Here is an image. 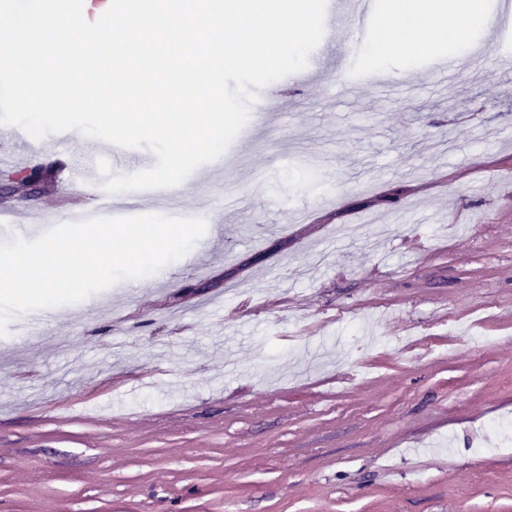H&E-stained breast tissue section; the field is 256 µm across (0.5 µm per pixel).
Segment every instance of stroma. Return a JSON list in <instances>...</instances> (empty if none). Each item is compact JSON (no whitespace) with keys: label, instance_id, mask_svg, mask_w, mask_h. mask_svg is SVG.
Here are the masks:
<instances>
[{"label":"stroma","instance_id":"35a3bbf8","mask_svg":"<svg viewBox=\"0 0 512 512\" xmlns=\"http://www.w3.org/2000/svg\"><path fill=\"white\" fill-rule=\"evenodd\" d=\"M345 30L270 84L261 130L177 190L206 234L168 279L15 316L0 337V512H512V28L338 86ZM0 175V242L94 215L58 168Z\"/></svg>","mask_w":512,"mask_h":512}]
</instances>
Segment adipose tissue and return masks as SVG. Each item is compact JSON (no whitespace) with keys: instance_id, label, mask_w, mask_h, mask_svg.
<instances>
[{"instance_id":"obj_1","label":"adipose tissue","mask_w":512,"mask_h":512,"mask_svg":"<svg viewBox=\"0 0 512 512\" xmlns=\"http://www.w3.org/2000/svg\"><path fill=\"white\" fill-rule=\"evenodd\" d=\"M485 23L481 0H389L376 54H421L441 43L449 57L461 59L469 32Z\"/></svg>"}]
</instances>
